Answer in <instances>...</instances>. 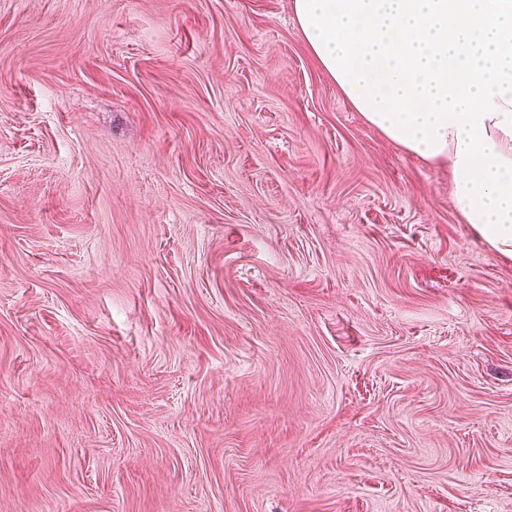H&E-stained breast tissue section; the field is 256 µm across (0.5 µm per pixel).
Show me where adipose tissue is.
I'll list each match as a JSON object with an SVG mask.
<instances>
[{
    "mask_svg": "<svg viewBox=\"0 0 512 512\" xmlns=\"http://www.w3.org/2000/svg\"><path fill=\"white\" fill-rule=\"evenodd\" d=\"M308 48L364 119L449 161L452 199L512 257V0H293Z\"/></svg>",
    "mask_w": 512,
    "mask_h": 512,
    "instance_id": "adipose-tissue-1",
    "label": "adipose tissue"
}]
</instances>
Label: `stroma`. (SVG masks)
Segmentation results:
<instances>
[{
  "label": "stroma",
  "instance_id": "1",
  "mask_svg": "<svg viewBox=\"0 0 512 512\" xmlns=\"http://www.w3.org/2000/svg\"><path fill=\"white\" fill-rule=\"evenodd\" d=\"M291 0H0V512H512V259Z\"/></svg>",
  "mask_w": 512,
  "mask_h": 512
}]
</instances>
